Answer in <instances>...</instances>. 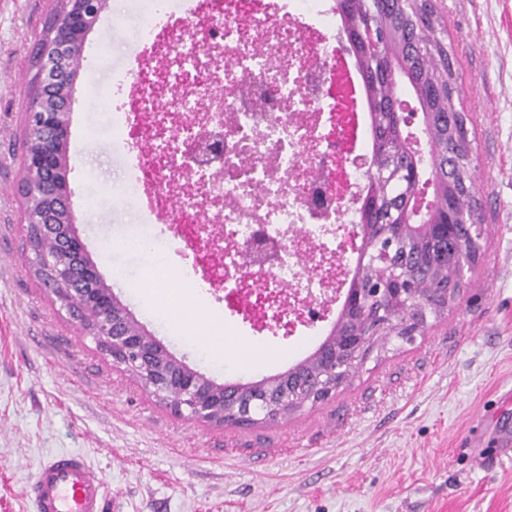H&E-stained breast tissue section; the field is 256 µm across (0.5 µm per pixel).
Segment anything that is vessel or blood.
<instances>
[{"label":"vessel or blood","mask_w":512,"mask_h":512,"mask_svg":"<svg viewBox=\"0 0 512 512\" xmlns=\"http://www.w3.org/2000/svg\"><path fill=\"white\" fill-rule=\"evenodd\" d=\"M34 512H104L105 486L96 469L78 452H61L45 461L31 485Z\"/></svg>","instance_id":"vessel-or-blood-1"}]
</instances>
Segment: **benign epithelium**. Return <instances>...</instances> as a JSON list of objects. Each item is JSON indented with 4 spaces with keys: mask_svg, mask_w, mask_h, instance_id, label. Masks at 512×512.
<instances>
[{
    "mask_svg": "<svg viewBox=\"0 0 512 512\" xmlns=\"http://www.w3.org/2000/svg\"><path fill=\"white\" fill-rule=\"evenodd\" d=\"M46 45H37L33 60L34 94L26 108L29 150L25 177L20 185L25 223L32 229L34 270L48 272L50 293L69 316L94 337L98 350L136 377L140 383L177 414H188L201 422L223 426H249L274 415L293 413L328 399L337 386L348 380L346 366L336 358V339L304 363L260 381L218 384L172 356L154 336L141 330L112 289H96L85 302L86 284L94 279V265L71 219L68 185L58 173L68 163L64 146L69 140V106L76 75L74 60L82 56L87 33L97 22L106 0H59ZM191 149L208 163L221 147L200 131ZM377 321L353 335L343 337L345 350L365 362L381 332L406 341L414 339L427 321L429 301L413 288H368L363 299L380 303ZM97 306L96 317L86 312Z\"/></svg>",
    "mask_w": 512,
    "mask_h": 512,
    "instance_id": "1",
    "label": "benign epithelium"
}]
</instances>
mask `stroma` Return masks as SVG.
Masks as SVG:
<instances>
[{"label": "stroma", "instance_id": "35a3bbf8", "mask_svg": "<svg viewBox=\"0 0 512 512\" xmlns=\"http://www.w3.org/2000/svg\"><path fill=\"white\" fill-rule=\"evenodd\" d=\"M455 57L485 224L457 300L405 343L379 342L327 401L279 422L212 427L175 414L100 354L33 273L19 185L31 53L53 0H0V512H33L48 456L82 453L108 512H512V0H435ZM153 0H107L84 43L70 112L68 185L91 261L138 322L219 383L286 371L336 309L292 334L255 328L199 287L136 181L100 88L143 53ZM144 234L182 274L147 288Z\"/></svg>", "mask_w": 512, "mask_h": 512}]
</instances>
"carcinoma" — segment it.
Here are the masks:
<instances>
[{"label": "carcinoma", "mask_w": 512, "mask_h": 512, "mask_svg": "<svg viewBox=\"0 0 512 512\" xmlns=\"http://www.w3.org/2000/svg\"><path fill=\"white\" fill-rule=\"evenodd\" d=\"M336 12L357 62H368L375 70V77L365 87L374 131L368 186L360 208L363 248H371L385 237L388 226L401 217V210L414 207L400 190L387 188L378 179L389 162H423L429 170V178L418 186L419 203L429 213V222L411 220L415 232L406 234L401 245L391 249V263H358L348 295L389 280L392 268L398 267L418 292L431 300V313L438 315L462 288L461 251L475 261L482 248L480 236H470L467 225L448 221V213L464 210L472 223H482L475 198L469 129L464 120L456 126L447 122L448 113L461 111L450 53L435 34L427 0H336ZM398 45L405 51L407 81L423 115V133L429 145L426 153L419 149L416 133L398 122L397 113L407 101L398 95V80L384 65L387 52ZM372 313L345 302L336 335L363 326Z\"/></svg>", "instance_id": "carcinoma-1"}]
</instances>
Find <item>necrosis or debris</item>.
Wrapping results in <instances>:
<instances>
[{
  "mask_svg": "<svg viewBox=\"0 0 512 512\" xmlns=\"http://www.w3.org/2000/svg\"><path fill=\"white\" fill-rule=\"evenodd\" d=\"M336 11L326 0H201L197 14L144 27L162 69L137 60L102 93L120 113L113 132L146 145L136 179L171 197L166 222L186 254L207 248L225 298L242 284L270 294L269 319L290 320L292 300L327 298L358 252L360 193L353 168L372 152L363 90L336 56ZM224 142L200 166V127ZM278 245L271 265L250 266V246Z\"/></svg>",
  "mask_w": 512,
  "mask_h": 512,
  "instance_id": "necrosis-or-debris-1",
  "label": "necrosis or debris"
}]
</instances>
